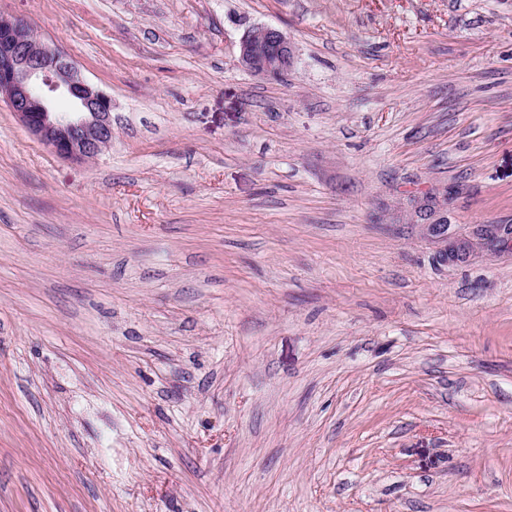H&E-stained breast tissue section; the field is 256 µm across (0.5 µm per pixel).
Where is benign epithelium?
<instances>
[{
  "label": "benign epithelium",
  "mask_w": 512,
  "mask_h": 512,
  "mask_svg": "<svg viewBox=\"0 0 512 512\" xmlns=\"http://www.w3.org/2000/svg\"><path fill=\"white\" fill-rule=\"evenodd\" d=\"M295 47L278 28L258 26L239 43L238 64L253 75L276 79L288 72ZM58 156L89 161L112 143V101L90 84L62 51L39 39L31 26L0 14V104ZM411 222L444 259L467 261L477 249L512 250V226L477 224L470 236L448 233V189L408 194Z\"/></svg>",
  "instance_id": "obj_1"
}]
</instances>
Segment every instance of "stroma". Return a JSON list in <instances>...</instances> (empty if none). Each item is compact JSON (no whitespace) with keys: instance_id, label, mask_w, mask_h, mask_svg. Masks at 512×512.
Here are the masks:
<instances>
[{"instance_id":"obj_1","label":"stroma","mask_w":512,"mask_h":512,"mask_svg":"<svg viewBox=\"0 0 512 512\" xmlns=\"http://www.w3.org/2000/svg\"><path fill=\"white\" fill-rule=\"evenodd\" d=\"M112 98L0 105V512H512V0H0ZM282 80L237 64L253 26ZM294 59L293 43L276 27L258 26L254 31H247L239 43L238 64L261 78H281ZM411 222L417 224L422 235L439 249L447 261L466 262L476 249L494 252L512 250V226L509 224H476L467 238L448 233V188L430 189L407 195Z\"/></svg>"}]
</instances>
